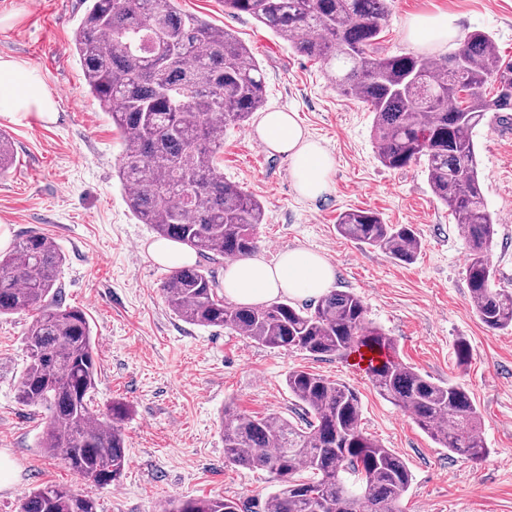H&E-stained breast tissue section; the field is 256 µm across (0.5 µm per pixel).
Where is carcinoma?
Masks as SVG:
<instances>
[{"label":"carcinoma","instance_id":"1","mask_svg":"<svg viewBox=\"0 0 512 512\" xmlns=\"http://www.w3.org/2000/svg\"><path fill=\"white\" fill-rule=\"evenodd\" d=\"M248 14L298 53L323 62L334 87L373 112L377 158L389 170L422 164L433 195L451 212L466 250L472 306L491 330H512V290L496 284L491 247L496 224L482 190L472 132L489 112L512 111V62L493 38L473 31L437 63L388 54L380 35L391 0H222ZM74 51L85 86L120 134L118 177L130 211L157 233L200 256L250 257L260 247L263 204L220 172L224 128H245L264 107V81L251 49L231 31L184 13L178 0H90ZM498 82L488 100L483 87ZM0 131V174L15 164ZM336 233L391 259L413 263L419 238L411 224H386L370 209L336 219ZM65 260L58 244L30 233L0 255V315L33 313L18 402L48 412L39 447L90 480L117 485L128 465L121 422L126 403L92 405L98 371L86 314L62 303ZM178 317L234 331L274 350L319 358L358 351L392 356L369 368L377 392L407 413L441 448L481 461V414L460 384L437 383L395 356L393 339L366 320L362 299L332 290L298 307L287 299L251 306L224 300L201 266L170 272L161 288ZM288 392L301 421L224 409V459L261 467L277 488L264 512H402L413 474L362 428L357 394L307 370H293ZM94 493L46 485L18 512H97ZM234 498L185 496L166 512H241Z\"/></svg>","mask_w":512,"mask_h":512}]
</instances>
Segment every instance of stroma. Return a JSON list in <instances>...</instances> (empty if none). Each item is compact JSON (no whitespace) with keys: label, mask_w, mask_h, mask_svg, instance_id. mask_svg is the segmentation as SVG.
I'll list each match as a JSON object with an SVG mask.
<instances>
[{"label":"stroma","mask_w":512,"mask_h":512,"mask_svg":"<svg viewBox=\"0 0 512 512\" xmlns=\"http://www.w3.org/2000/svg\"><path fill=\"white\" fill-rule=\"evenodd\" d=\"M178 5L233 30L262 69L266 110L297 113L336 160L332 192L308 200L294 189L287 159L258 152L248 130H225V180L264 206L259 256L270 261L301 248L326 258L335 270L334 289L362 299L367 320L394 340L401 361L433 381L469 390L489 453L475 463L439 447L377 392L351 356L277 351L174 315L161 292L170 270L146 251L157 234L126 204L116 176L117 130L87 94L73 50L85 0H0V15L20 13L14 25L0 26V56L38 68L58 102L57 118L48 124L0 121L17 154L0 175V226L14 240L37 232L61 246L62 300L83 310L94 331L96 401L118 399L131 409L122 423L129 463L120 483L92 487L39 448L47 411L16 399L31 314L0 317V458L12 468L10 483L0 487V512H17L25 494L51 484L93 490L99 512H160L181 495L236 498L248 512H263L275 483L265 470L225 463L224 407L298 420L302 408L286 385L295 369L357 393L365 432L413 474L403 512H512V331L488 330L478 319L457 222L432 194L423 167L381 166L372 112L337 92L321 62L296 53L249 15L226 12L222 0ZM440 13L456 17L458 37L484 31L512 61V0H393L382 32L386 52H415L406 33L409 19ZM473 139L496 222L492 264L497 281L512 288V112L489 113ZM351 208L375 210L388 224L414 225L420 238L415 262L398 263L338 236L336 218ZM461 342L468 347L464 360L457 355Z\"/></svg>","instance_id":"35a3bbf8"}]
</instances>
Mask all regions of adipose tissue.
<instances>
[{"label":"adipose tissue","mask_w":512,"mask_h":512,"mask_svg":"<svg viewBox=\"0 0 512 512\" xmlns=\"http://www.w3.org/2000/svg\"><path fill=\"white\" fill-rule=\"evenodd\" d=\"M457 32L449 15L418 16L408 26L409 39L418 46L440 47ZM55 100L46 77L36 67L0 56V119L19 123L33 118L52 121L57 116ZM255 136L272 153L289 163L293 185L304 198L316 199L331 189L333 156L309 137L297 113L273 110L263 113ZM335 271L322 256L294 249L268 262L257 257L230 261L224 271L225 298L243 305L269 301L279 296L314 297L327 293Z\"/></svg>","instance_id":"1"}]
</instances>
